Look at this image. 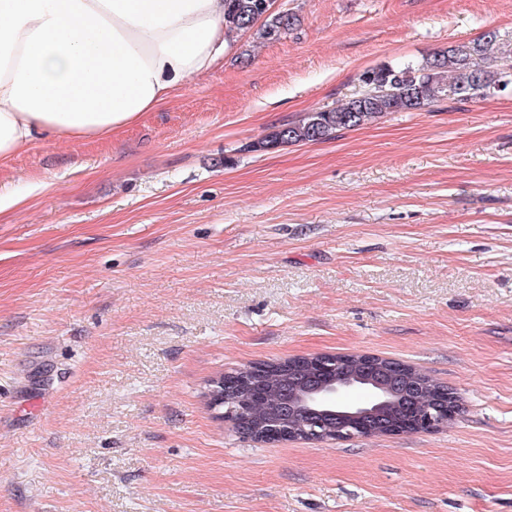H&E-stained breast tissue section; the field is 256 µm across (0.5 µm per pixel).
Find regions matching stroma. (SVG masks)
Segmentation results:
<instances>
[{"label":"stroma","mask_w":512,"mask_h":512,"mask_svg":"<svg viewBox=\"0 0 512 512\" xmlns=\"http://www.w3.org/2000/svg\"><path fill=\"white\" fill-rule=\"evenodd\" d=\"M106 141H37L0 190V512H512V95L245 146L360 75L494 30L512 0H276ZM420 368L447 425L264 443L210 380L311 354ZM46 188V183L37 181L30 183L25 192L11 191L8 194L0 193V214L19 207L29 197Z\"/></svg>","instance_id":"35a3bbf8"}]
</instances>
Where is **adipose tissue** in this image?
I'll use <instances>...</instances> for the list:
<instances>
[{
    "instance_id": "adipose-tissue-1",
    "label": "adipose tissue",
    "mask_w": 512,
    "mask_h": 512,
    "mask_svg": "<svg viewBox=\"0 0 512 512\" xmlns=\"http://www.w3.org/2000/svg\"><path fill=\"white\" fill-rule=\"evenodd\" d=\"M227 47L224 0H0V163L111 138Z\"/></svg>"
}]
</instances>
